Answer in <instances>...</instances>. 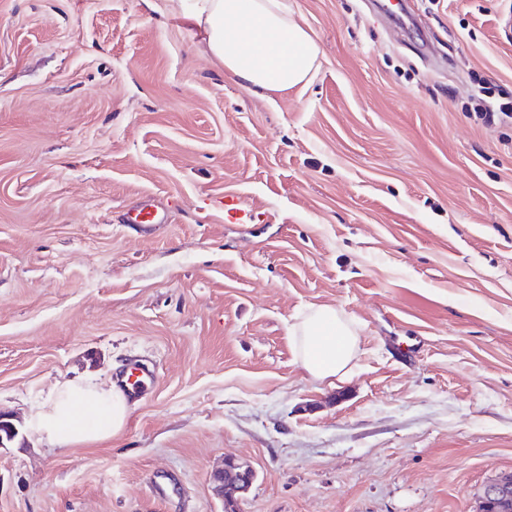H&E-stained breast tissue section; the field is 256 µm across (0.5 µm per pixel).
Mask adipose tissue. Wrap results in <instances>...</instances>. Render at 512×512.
Masks as SVG:
<instances>
[{
  "label": "adipose tissue",
  "instance_id": "obj_1",
  "mask_svg": "<svg viewBox=\"0 0 512 512\" xmlns=\"http://www.w3.org/2000/svg\"><path fill=\"white\" fill-rule=\"evenodd\" d=\"M190 17L207 51L248 85L284 91L307 83L316 67V44L283 0H192ZM292 336L299 364L321 382L342 374L358 348L355 330L330 306L311 307ZM129 412L114 383L70 381L33 405L29 427L61 446L90 445L112 439Z\"/></svg>",
  "mask_w": 512,
  "mask_h": 512
}]
</instances>
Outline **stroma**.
Returning a JSON list of instances; mask_svg holds the SVG:
<instances>
[{
	"instance_id": "35a3bbf8",
	"label": "stroma",
	"mask_w": 512,
	"mask_h": 512,
	"mask_svg": "<svg viewBox=\"0 0 512 512\" xmlns=\"http://www.w3.org/2000/svg\"><path fill=\"white\" fill-rule=\"evenodd\" d=\"M376 2L286 0L317 68L266 92L184 0H0V512H224L228 457L240 512H477L512 471V123L472 101L512 93V0ZM319 305L359 338L330 384L290 332ZM133 365L112 440L31 434ZM488 83L479 80L474 90V98L481 104L480 116L487 124H508L512 123V100L504 97L505 101L495 99ZM147 372L137 366H133L122 376L119 387H121L127 395L134 397L144 391L150 384L145 380ZM256 473L248 465H243L235 459H228L224 467L213 474V480L224 494V507L239 511L236 494L244 493L253 484Z\"/></svg>"
}]
</instances>
